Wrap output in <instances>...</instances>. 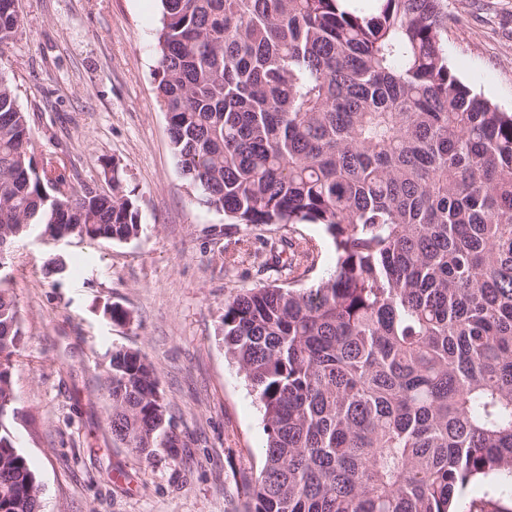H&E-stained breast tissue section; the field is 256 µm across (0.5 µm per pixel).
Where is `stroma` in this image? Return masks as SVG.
<instances>
[{
	"mask_svg": "<svg viewBox=\"0 0 512 512\" xmlns=\"http://www.w3.org/2000/svg\"><path fill=\"white\" fill-rule=\"evenodd\" d=\"M448 63L476 93L512 112V0H445ZM22 25L0 53L37 142L36 160L67 156L75 187L105 189L102 162L123 169L143 230L127 242H20L12 291L23 343L11 380L19 451L42 512H239L244 473L266 435L255 396L219 332L224 300L272 280L252 258L224 261L226 231L182 177L156 96L158 0H20ZM61 259L62 279L44 264ZM128 310L126 322L105 309ZM124 347L153 362L183 440L178 459L112 438L104 381Z\"/></svg>",
	"mask_w": 512,
	"mask_h": 512,
	"instance_id": "stroma-1",
	"label": "stroma"
}]
</instances>
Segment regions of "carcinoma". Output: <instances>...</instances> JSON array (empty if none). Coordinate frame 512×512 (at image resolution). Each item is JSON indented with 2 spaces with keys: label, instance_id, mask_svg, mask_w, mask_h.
<instances>
[{
  "label": "carcinoma",
  "instance_id": "obj_1",
  "mask_svg": "<svg viewBox=\"0 0 512 512\" xmlns=\"http://www.w3.org/2000/svg\"><path fill=\"white\" fill-rule=\"evenodd\" d=\"M157 94L183 178L230 225L320 226L269 243L277 282L224 302L227 352L263 414L243 512H458L512 480V112L448 66L441 0H160ZM0 0V49L18 34ZM72 186L0 73V245L62 227L128 241L142 224L117 164ZM0 277V507L34 512L16 446L11 357L24 336ZM112 435L150 457L180 439L155 368L112 352ZM290 232H293L296 236L302 235L316 244L318 252L317 266L313 272L310 273L301 284H299L302 285V287L307 288L327 275L331 269L334 257L333 246L324 235L321 227L317 225H297ZM484 497L496 501V507L499 509H512V498H500L494 484L487 481L478 482L471 486L461 500L463 505H468L470 501Z\"/></svg>",
  "mask_w": 512,
  "mask_h": 512
}]
</instances>
